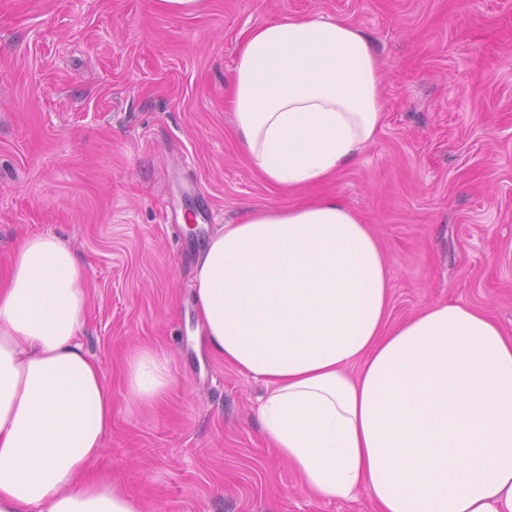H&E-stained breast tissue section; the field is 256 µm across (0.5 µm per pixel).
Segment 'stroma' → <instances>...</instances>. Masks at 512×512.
<instances>
[{
    "mask_svg": "<svg viewBox=\"0 0 512 512\" xmlns=\"http://www.w3.org/2000/svg\"><path fill=\"white\" fill-rule=\"evenodd\" d=\"M293 16L354 25L386 68L383 129L306 198L371 226L392 320L452 300L512 336V0H0V271L27 233L84 266L80 336L112 389L93 466L145 512H375L307 495L264 444L262 383L196 336L210 234L296 201L247 161L224 107L241 35ZM146 346L180 383L131 405L123 369Z\"/></svg>",
    "mask_w": 512,
    "mask_h": 512,
    "instance_id": "obj_1",
    "label": "stroma"
}]
</instances>
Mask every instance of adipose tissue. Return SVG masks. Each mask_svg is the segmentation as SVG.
<instances>
[{
    "label": "adipose tissue",
    "instance_id": "1",
    "mask_svg": "<svg viewBox=\"0 0 512 512\" xmlns=\"http://www.w3.org/2000/svg\"><path fill=\"white\" fill-rule=\"evenodd\" d=\"M384 68L353 25L290 17L248 29L229 96L243 153L283 191L355 164L381 131ZM200 343L259 380L264 440L322 500L376 512H512V337L483 312L434 303L394 322L385 253L335 197L249 211L200 251ZM85 271L29 234L0 277V512H142L92 463L112 391L79 332ZM125 398L178 379L133 353Z\"/></svg>",
    "mask_w": 512,
    "mask_h": 512
}]
</instances>
